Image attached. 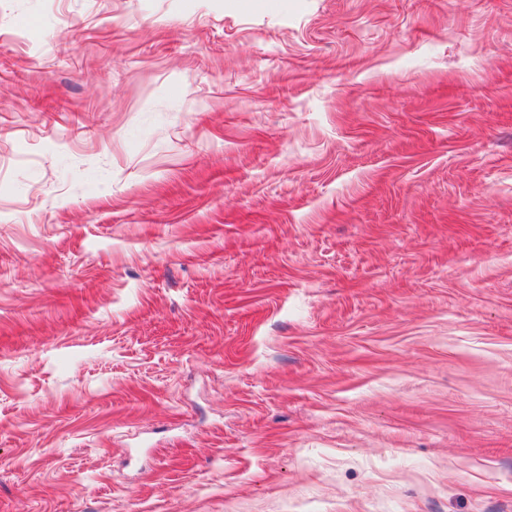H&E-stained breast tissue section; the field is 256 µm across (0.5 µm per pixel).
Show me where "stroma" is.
Masks as SVG:
<instances>
[{
  "label": "stroma",
  "instance_id": "stroma-1",
  "mask_svg": "<svg viewBox=\"0 0 512 512\" xmlns=\"http://www.w3.org/2000/svg\"><path fill=\"white\" fill-rule=\"evenodd\" d=\"M0 512H512V0H0Z\"/></svg>",
  "mask_w": 512,
  "mask_h": 512
}]
</instances>
